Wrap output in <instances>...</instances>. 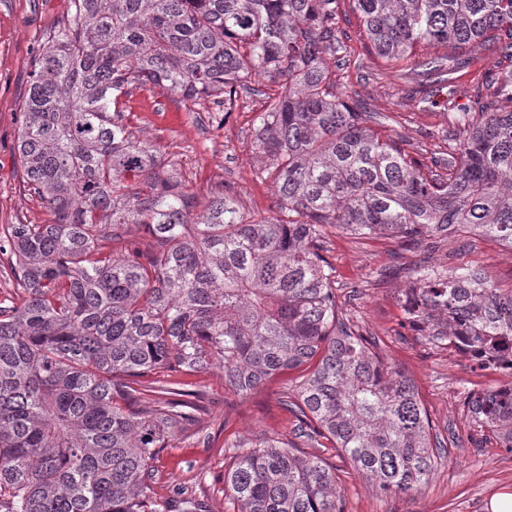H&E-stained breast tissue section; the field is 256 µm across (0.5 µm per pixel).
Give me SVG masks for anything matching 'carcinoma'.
Listing matches in <instances>:
<instances>
[{
    "mask_svg": "<svg viewBox=\"0 0 512 512\" xmlns=\"http://www.w3.org/2000/svg\"><path fill=\"white\" fill-rule=\"evenodd\" d=\"M337 2L70 0L35 56L17 142L28 191L55 219L0 236V273L24 293L0 306V512H171L152 462L195 418L179 377L213 364L241 396L301 372L279 400L298 437L330 441L383 495L428 483L447 446L414 381L337 319L321 238L468 233L512 250V70L485 81L431 168L336 86L325 56L344 50ZM350 8L387 61L446 49L419 64L421 103L477 60L512 62V0ZM150 86L218 112L264 97L255 140L278 215L248 220L227 191L193 213L174 165L126 124L122 98ZM129 224L146 249L126 242ZM402 308L417 335L512 374V289L488 271L424 268ZM466 405L512 452V383ZM231 447L237 512H344L319 457L268 437Z\"/></svg>",
    "mask_w": 512,
    "mask_h": 512,
    "instance_id": "carcinoma-1",
    "label": "carcinoma"
}]
</instances>
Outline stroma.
I'll list each match as a JSON object with an SVG mask.
<instances>
[{"label": "stroma", "instance_id": "obj_1", "mask_svg": "<svg viewBox=\"0 0 512 512\" xmlns=\"http://www.w3.org/2000/svg\"><path fill=\"white\" fill-rule=\"evenodd\" d=\"M69 9V0H0V229L53 219L46 205L24 187L17 136L35 52ZM338 14V27L346 35V63L339 66L334 56L326 58L335 68L337 83L352 99L386 115L378 133L402 141L410 156L427 161L434 153L447 151L449 133L456 129L460 114L471 111L474 90L485 75L496 72V61L488 58L464 71L456 95L443 90L432 103L423 104L410 90L415 85L414 61L426 57V48H417L411 60L385 61L367 49L362 26L347 0H340ZM124 110L134 134L175 163L197 209H204L213 193L225 189L248 219L275 215L274 185L264 174L268 161L254 139L261 98L240 100L225 113L222 127L207 130L194 120L197 105L155 87L133 90L124 100ZM323 247L336 270L339 316L356 331L378 337L379 355L415 381L437 433L452 436L447 457L413 496L382 495L335 448L294 438L293 418L279 404L282 394L293 387L294 373L281 374L254 394L239 397L225 389L224 372L214 365L185 379L203 400L191 436L173 441L155 463L157 495L169 497L173 488L183 486L202 496L210 512H235L224 493V474L235 455L232 444L268 436L295 441L299 453L335 466L345 512H492L496 496L512 494V453L477 425L465 398L510 383L512 375L473 369L462 353L403 330L400 298L413 282L414 268L423 263L441 272L482 267L498 287L512 288V250L485 236H451L429 247L381 237L359 239L334 228L328 229Z\"/></svg>", "mask_w": 512, "mask_h": 512}]
</instances>
